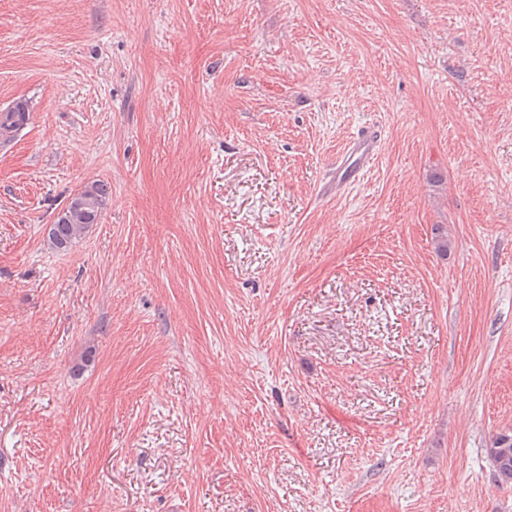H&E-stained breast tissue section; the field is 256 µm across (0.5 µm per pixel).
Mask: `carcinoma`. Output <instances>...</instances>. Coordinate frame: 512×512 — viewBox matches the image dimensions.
I'll list each match as a JSON object with an SVG mask.
<instances>
[{"label": "carcinoma", "mask_w": 512, "mask_h": 512, "mask_svg": "<svg viewBox=\"0 0 512 512\" xmlns=\"http://www.w3.org/2000/svg\"><path fill=\"white\" fill-rule=\"evenodd\" d=\"M6 112L7 120L0 121V134L3 136L24 125L28 109L24 102L19 101L6 109ZM108 195V186L102 181H95L72 195L49 227L50 244L59 251L70 249L92 225L99 222ZM487 455L495 468L498 481L511 484L512 429L502 430L493 437Z\"/></svg>", "instance_id": "cac0c4a2"}]
</instances>
